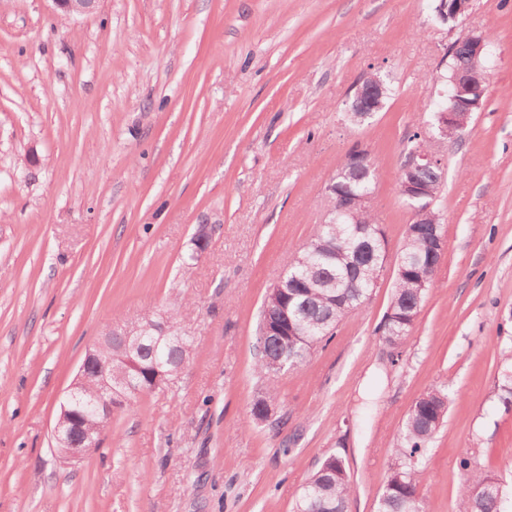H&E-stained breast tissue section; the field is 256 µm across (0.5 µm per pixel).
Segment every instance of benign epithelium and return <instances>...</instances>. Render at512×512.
<instances>
[{
	"label": "benign epithelium",
	"mask_w": 512,
	"mask_h": 512,
	"mask_svg": "<svg viewBox=\"0 0 512 512\" xmlns=\"http://www.w3.org/2000/svg\"><path fill=\"white\" fill-rule=\"evenodd\" d=\"M54 7L69 16H82L92 13L97 0H51ZM442 13L456 21L467 15V3L464 0H440ZM451 83L456 87L454 100L462 111L451 109L437 113L438 130L444 135L448 129L464 125L468 113L464 109L471 107L466 93L459 89L460 79L453 78ZM383 81L376 76L369 83L364 81L355 86L352 105L361 112L373 111V102L381 97ZM441 164V160L430 150L420 149L412 156L411 166L431 167ZM336 196V215L345 216L358 221L361 212L371 208L372 197L359 196L345 188L332 186ZM116 332L109 331L99 340L88 346L79 371L67 392V401L60 405V412L52 431L54 447L64 459L79 460L98 449L101 435L87 428V415L82 409L92 410L100 418L112 414L115 398L112 388V357L101 355V349L112 345V336Z\"/></svg>",
	"instance_id": "1"
}]
</instances>
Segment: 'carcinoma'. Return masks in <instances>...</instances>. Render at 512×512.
Instances as JSON below:
<instances>
[{"mask_svg":"<svg viewBox=\"0 0 512 512\" xmlns=\"http://www.w3.org/2000/svg\"><path fill=\"white\" fill-rule=\"evenodd\" d=\"M485 49L479 70H474L471 52L463 43L448 48V72L445 81L456 73L463 74L474 85H487L494 60L492 41L484 37ZM442 166L422 168L415 174L438 197L442 190ZM336 178L360 194L373 193L379 178L377 168L352 172L344 168ZM413 210L411 225L429 229L443 227V217L425 200L407 201ZM362 223L330 214L319 225L314 238L290 254L282 275V290L272 298L265 296L259 322L270 318L281 324L279 334H258L255 373L268 382L267 391L255 398L250 415L264 419L269 402L276 395L278 378L303 365L313 351L331 339L337 325L367 303L384 270L386 243L376 238L372 212L361 215ZM409 271L395 277L393 296L382 325L384 335L400 346L410 335L424 298L431 284L424 283V273L435 262L425 243L417 238L404 239L400 251ZM130 325L146 327L139 348L131 353L129 362H116L119 377L112 381L116 392L127 403L143 394L164 389L173 380L175 371L186 363L193 351V341L174 322L161 321L144 313ZM448 412V389L436 386L414 405L405 421L396 453L400 463L387 476L377 512H426L415 480L426 450L444 423ZM464 470L460 485V512H503L504 486L488 472L473 471L470 462L460 461ZM351 485L343 460L326 457L304 485L296 500L294 512H346Z\"/></svg>","mask_w":512,"mask_h":512,"instance_id":"cac0c4a2","label":"carcinoma"}]
</instances>
